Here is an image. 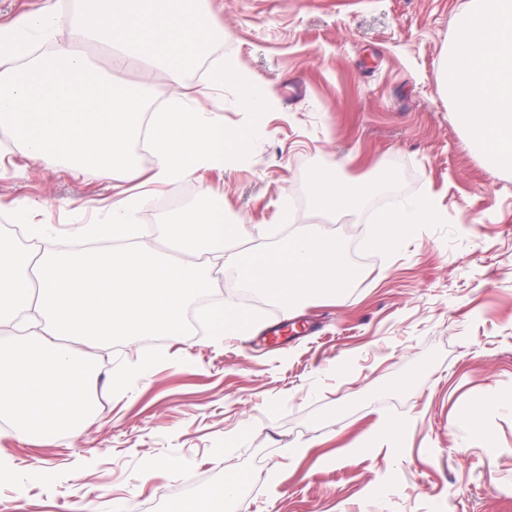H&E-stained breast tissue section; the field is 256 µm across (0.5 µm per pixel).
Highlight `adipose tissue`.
<instances>
[{"label":"adipose tissue","mask_w":512,"mask_h":512,"mask_svg":"<svg viewBox=\"0 0 512 512\" xmlns=\"http://www.w3.org/2000/svg\"><path fill=\"white\" fill-rule=\"evenodd\" d=\"M58 23L44 9L0 26V127L24 158L47 169L64 165L79 174L91 166L102 177L129 181L111 202H92L100 219L73 233L131 242L136 263L124 265L121 251H113L112 288L103 292L98 250L59 249L51 225L37 219L39 204L12 205L26 242L0 238V255L8 259L0 268V329L11 337L0 343V421L42 444L77 433L91 411L96 380L85 369L89 350L112 340L188 335L187 321L157 307L159 295L189 307L229 268L243 288L295 309L313 297L341 298L355 275L318 224L297 226L271 249L230 251V242L248 232L244 224L225 223L222 197L208 185L200 191L208 206L182 211L185 232L172 253L158 252L150 225L138 221L154 190L223 170L263 133L258 126L225 130L213 91L233 88L242 108L260 113L269 107L265 88L235 60H221L196 96L151 112L146 85L115 81L113 68L126 66L182 84L190 63L216 37L186 0H88L74 30L77 40L99 49L94 58L55 39ZM442 85L487 166L512 169V0H472L450 34ZM144 132L152 146L147 168L134 160ZM308 185L313 208L323 215L352 213L376 189L321 168L310 170ZM439 219L430 195L403 201L375 213L373 241L392 248L416 225ZM76 367L84 370L82 385L69 394Z\"/></svg>","instance_id":"ef3b65f1"}]
</instances>
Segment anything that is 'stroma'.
Returning a JSON list of instances; mask_svg holds the SVG:
<instances>
[{"mask_svg":"<svg viewBox=\"0 0 512 512\" xmlns=\"http://www.w3.org/2000/svg\"><path fill=\"white\" fill-rule=\"evenodd\" d=\"M471 0H195L223 29L219 48L262 81L271 109L254 117L224 91V127L262 124L244 160L201 180L160 188L204 206L201 184L224 195L227 220L250 235L287 237L282 210L315 224L304 177H391L355 213L327 224L343 250L362 243L373 212L430 191L442 218L402 245L368 253L343 301L313 299L288 312L267 300L248 307L234 341L106 343L86 361L98 379L79 435L39 445L0 432V459L23 473L47 469L51 484L24 491L0 483V512H143L158 494L190 500L238 478L248 496L228 512H512V408H489V393L512 395V173L490 171L460 128L441 83L448 38ZM80 0H0V23L48 7L63 18ZM94 170L74 177L37 164L0 180V233L8 205L43 204L42 222L70 244V204L112 196ZM312 326L287 343L252 346L270 319ZM152 356L126 391L113 368ZM478 413L495 451L473 435ZM409 421L404 442L353 455L347 446L379 417ZM303 448L294 457L290 448Z\"/></svg>","mask_w":512,"mask_h":512,"instance_id":"obj_1","label":"stroma"}]
</instances>
